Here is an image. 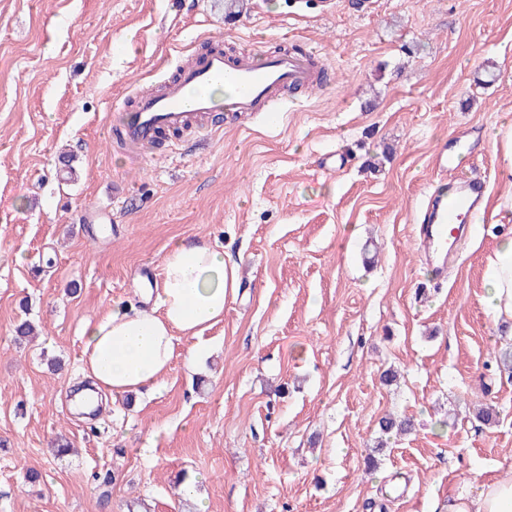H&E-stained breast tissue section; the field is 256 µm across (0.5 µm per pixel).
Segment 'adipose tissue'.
<instances>
[{
  "label": "adipose tissue",
  "mask_w": 512,
  "mask_h": 512,
  "mask_svg": "<svg viewBox=\"0 0 512 512\" xmlns=\"http://www.w3.org/2000/svg\"><path fill=\"white\" fill-rule=\"evenodd\" d=\"M480 302L495 322L512 323V238L499 242L484 271ZM235 270L223 251L185 237L172 240L159 280L148 294L150 308L113 303L83 329L82 373L72 408L88 413L101 396L117 397L153 389L169 372L176 335L199 336L223 319ZM447 512H512V470L493 481L461 489Z\"/></svg>",
  "instance_id": "ef3b65f1"
}]
</instances>
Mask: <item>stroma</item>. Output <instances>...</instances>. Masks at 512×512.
I'll use <instances>...</instances> for the list:
<instances>
[{
    "instance_id": "1",
    "label": "stroma",
    "mask_w": 512,
    "mask_h": 512,
    "mask_svg": "<svg viewBox=\"0 0 512 512\" xmlns=\"http://www.w3.org/2000/svg\"><path fill=\"white\" fill-rule=\"evenodd\" d=\"M289 2L0 0V512H443L512 469V327L479 304L512 236L484 137L512 119V0H301L300 22ZM286 37L335 81L278 126L221 115L206 145L167 135L137 164L114 146L113 112L207 42ZM458 137L488 205L441 280L414 226ZM176 237L238 265L206 357L177 337L157 389L79 419L84 323L140 306ZM387 414L414 428L382 448Z\"/></svg>"
}]
</instances>
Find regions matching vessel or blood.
Returning <instances> with one entry per match:
<instances>
[{
    "instance_id": "b4317fda",
    "label": "vessel or blood",
    "mask_w": 512,
    "mask_h": 512,
    "mask_svg": "<svg viewBox=\"0 0 512 512\" xmlns=\"http://www.w3.org/2000/svg\"><path fill=\"white\" fill-rule=\"evenodd\" d=\"M223 86V95H214V86ZM322 85L313 59L302 51H277L258 58L248 50L229 54L215 48L194 57L180 67L159 92H141L133 111L121 128L125 144L139 147L161 132L195 129L206 137L212 128L209 117L253 116L269 125L279 124L284 104L292 91L314 90ZM466 157L457 148H441L437 155L441 171L458 174L461 195L456 200L434 197L428 200L419 236L435 252L448 243V229L460 220L467 208L480 204L487 196L485 183L464 173Z\"/></svg>"
}]
</instances>
